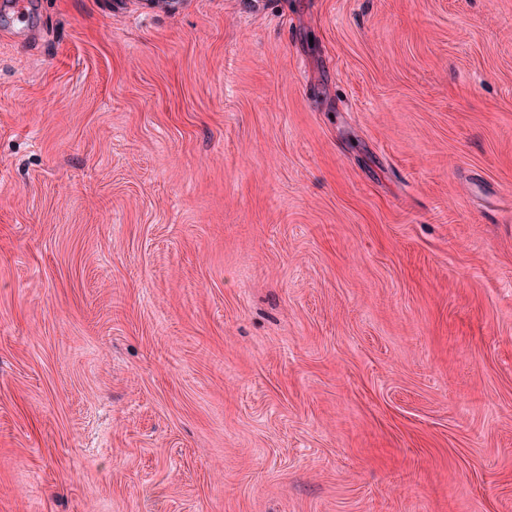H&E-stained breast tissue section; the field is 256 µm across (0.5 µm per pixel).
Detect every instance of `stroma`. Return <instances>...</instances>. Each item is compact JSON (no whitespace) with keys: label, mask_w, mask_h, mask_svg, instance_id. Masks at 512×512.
I'll return each mask as SVG.
<instances>
[{"label":"stroma","mask_w":512,"mask_h":512,"mask_svg":"<svg viewBox=\"0 0 512 512\" xmlns=\"http://www.w3.org/2000/svg\"><path fill=\"white\" fill-rule=\"evenodd\" d=\"M0 0V512H512V0Z\"/></svg>","instance_id":"obj_1"}]
</instances>
